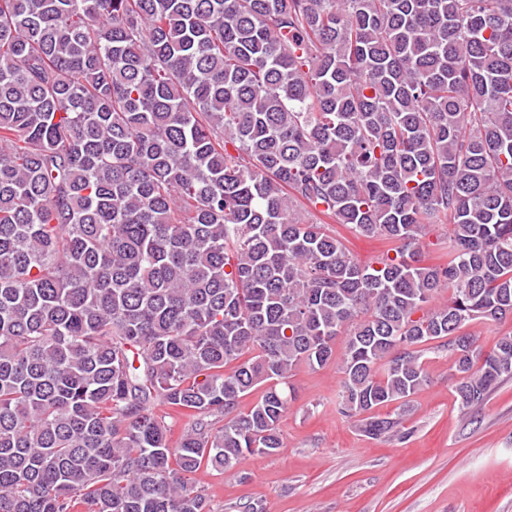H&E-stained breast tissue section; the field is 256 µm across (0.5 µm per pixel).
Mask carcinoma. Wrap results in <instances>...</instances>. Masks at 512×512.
I'll use <instances>...</instances> for the list:
<instances>
[{
    "mask_svg": "<svg viewBox=\"0 0 512 512\" xmlns=\"http://www.w3.org/2000/svg\"><path fill=\"white\" fill-rule=\"evenodd\" d=\"M506 319L512 0H0V512H211L337 336L377 439L428 341L464 410L512 378ZM326 229L331 234H335L336 238L344 244L347 251L362 263L377 261L386 255L387 250L391 247V244L382 237L357 235L344 224H326ZM422 252L428 264L448 260V225L435 224L430 227L427 236L422 239ZM475 340V346L482 356L489 354L496 341L503 335L512 332V321L505 323L476 321L466 327Z\"/></svg>",
    "mask_w": 512,
    "mask_h": 512,
    "instance_id": "carcinoma-1",
    "label": "carcinoma"
}]
</instances>
